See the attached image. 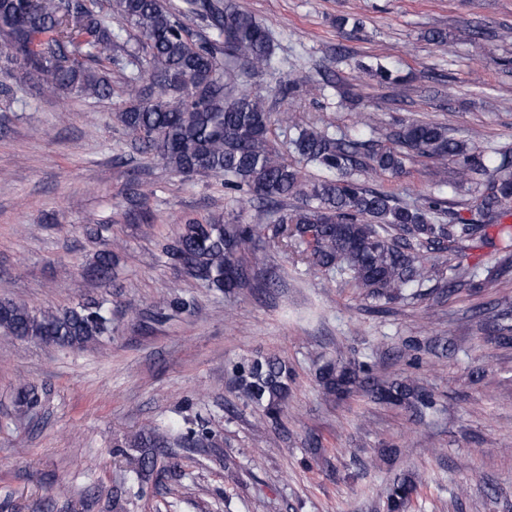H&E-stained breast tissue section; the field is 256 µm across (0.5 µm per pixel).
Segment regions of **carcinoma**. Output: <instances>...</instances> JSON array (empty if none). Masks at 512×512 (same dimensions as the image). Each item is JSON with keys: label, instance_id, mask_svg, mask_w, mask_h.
<instances>
[{"label": "carcinoma", "instance_id": "carcinoma-1", "mask_svg": "<svg viewBox=\"0 0 512 512\" xmlns=\"http://www.w3.org/2000/svg\"><path fill=\"white\" fill-rule=\"evenodd\" d=\"M0 0V72L22 71L46 96L93 97L114 101V118L131 136L132 148L161 160L172 172L224 177V187L240 202L260 204L259 222L235 218L185 220L180 233L160 243L172 262L188 255L190 276L206 287L231 293L248 284L246 258L261 260L259 242L277 246L321 272H337L366 298L390 301L411 290L420 295L427 282L453 293L461 287L488 288L512 263V156L489 169L483 151L456 137L447 126L413 121L390 132L394 147L375 149L338 137L314 125H300L287 112L275 113L263 95L238 82V72L271 68L268 28L240 9L235 0ZM117 19L119 30L112 28ZM202 24L215 37H197ZM286 123L295 162L271 139ZM415 157L453 158L460 183H481L471 205L474 217L446 223L448 201L429 197L420 205L402 204L390 193L364 187L359 172L397 176ZM300 204L288 207V200ZM498 228V264L482 270L463 264L468 243L484 242ZM444 250L441 263L427 254ZM159 317L191 311L193 301L170 296L159 301ZM496 338L512 342V300L498 301ZM0 332L39 343L79 348L112 332V310L90 300L62 311L33 310L0 302ZM361 369L328 361L318 369L326 399L346 396L363 383ZM238 394L261 411L262 423L280 420L291 395L292 371L285 360L257 355L231 369ZM371 398L422 414L433 396L414 381L398 378L370 389ZM16 402L32 409L41 395L18 390ZM209 422L178 433L192 448L212 444ZM168 434L146 427L124 445L139 448L137 492L155 468ZM418 477L408 473L391 487L387 512H406Z\"/></svg>", "mask_w": 512, "mask_h": 512}]
</instances>
